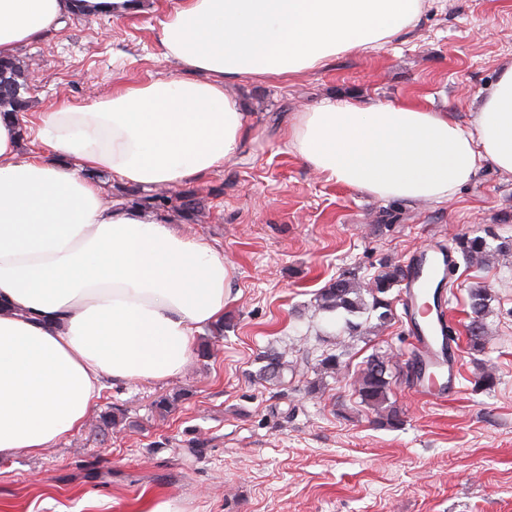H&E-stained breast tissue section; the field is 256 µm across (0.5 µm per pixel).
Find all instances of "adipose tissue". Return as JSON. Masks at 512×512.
Returning a JSON list of instances; mask_svg holds the SVG:
<instances>
[{
  "label": "adipose tissue",
  "mask_w": 512,
  "mask_h": 512,
  "mask_svg": "<svg viewBox=\"0 0 512 512\" xmlns=\"http://www.w3.org/2000/svg\"><path fill=\"white\" fill-rule=\"evenodd\" d=\"M425 0H181L156 30L180 74L37 116L28 143L0 116V459L71 435L108 383L162 381L224 319L222 255L160 218L117 208L89 172L176 186L222 170L247 134L230 84L288 77L383 48ZM131 0H0V57L75 13ZM468 123L424 100L328 102L292 143L327 180L384 199H448L487 162L512 175V60L479 90Z\"/></svg>",
  "instance_id": "1"
}]
</instances>
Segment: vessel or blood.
<instances>
[{
    "instance_id": "vessel-or-blood-1",
    "label": "vessel or blood",
    "mask_w": 512,
    "mask_h": 512,
    "mask_svg": "<svg viewBox=\"0 0 512 512\" xmlns=\"http://www.w3.org/2000/svg\"><path fill=\"white\" fill-rule=\"evenodd\" d=\"M452 252L437 248L427 249L410 257V278L403 290L402 302L418 345L419 358L432 385H455L460 373L456 359L444 355V326L441 312L436 306L426 305L435 284L440 280L447 261L453 260Z\"/></svg>"
}]
</instances>
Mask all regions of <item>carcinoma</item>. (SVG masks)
Returning a JSON list of instances; mask_svg holds the SVG:
<instances>
[{"label": "carcinoma", "instance_id": "obj_1", "mask_svg": "<svg viewBox=\"0 0 512 512\" xmlns=\"http://www.w3.org/2000/svg\"><path fill=\"white\" fill-rule=\"evenodd\" d=\"M27 92V75L20 59H0V113L19 114L28 110L30 100L25 97ZM125 206L144 212H157L171 207L190 214L197 211L200 199L189 190L180 193L178 205H173V199L151 187H136L124 193ZM452 247L461 255L468 265L481 263L488 257V246L483 236L473 231L456 237ZM409 270L398 263L385 262L381 271L371 281L363 283L352 273H342L318 292L316 303L320 310L326 312L342 311L349 315L345 319L348 334L359 336L363 334L364 325L354 322L351 317L362 314L367 310L379 312L378 318L385 319L391 315L390 301L387 298L392 288L401 285L406 280ZM371 301H366L365 296ZM488 305V294L484 288H474L469 294L470 322L466 326L467 344L475 353L485 350L487 330L483 322L485 309ZM265 364L259 370L262 379H277L288 369L284 353L269 351L264 355ZM389 363L387 355L376 353L367 361L356 380V392L361 403L370 407L376 413L375 422L380 427L396 428L402 424V412L389 402ZM188 394L178 392L161 394L151 402V412L159 417H166L176 406L186 400ZM120 423L130 426L136 422L129 419L127 410L118 406H108L99 416V427L106 429Z\"/></svg>", "mask_w": 512, "mask_h": 512}]
</instances>
